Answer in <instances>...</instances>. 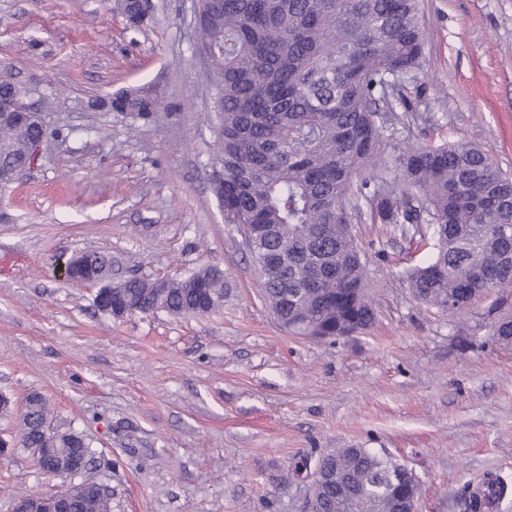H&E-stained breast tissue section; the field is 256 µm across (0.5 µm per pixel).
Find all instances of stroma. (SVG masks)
<instances>
[{"instance_id": "1", "label": "stroma", "mask_w": 512, "mask_h": 512, "mask_svg": "<svg viewBox=\"0 0 512 512\" xmlns=\"http://www.w3.org/2000/svg\"><path fill=\"white\" fill-rule=\"evenodd\" d=\"M196 0H153L130 31L114 0H0V71L24 88L47 137L23 178L0 188V512L50 492L17 443L30 394L61 431L82 433L88 477L112 512H300L303 458L369 448L419 481L417 512H464L490 474L512 482V345L494 334L489 289L462 315L417 300L408 274L431 243L389 224H356L375 321L314 341L289 334L212 192L219 119L195 50ZM426 45L408 87L432 124L391 145L483 146L512 175V0H422ZM156 97L152 120L94 107L116 92ZM96 249L112 276L172 280L224 272L217 311L116 318L92 283L52 264Z\"/></svg>"}]
</instances>
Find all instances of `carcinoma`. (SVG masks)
<instances>
[{"instance_id":"1","label":"carcinoma","mask_w":512,"mask_h":512,"mask_svg":"<svg viewBox=\"0 0 512 512\" xmlns=\"http://www.w3.org/2000/svg\"><path fill=\"white\" fill-rule=\"evenodd\" d=\"M127 26L145 19L130 0H116ZM420 0H200L198 46L209 58L213 108L219 117L211 174L226 224L257 231L251 255L263 296L278 322L300 336H334L336 328H369L362 251L352 221L392 224L401 235L434 241L430 259L409 275L414 295L442 313L463 314L490 288H512V176L477 145L406 144L387 153L396 126L427 123L407 98L405 78L420 70L424 35ZM115 112L151 118L154 99L122 92L102 102ZM0 123V167L23 168L41 130ZM393 163L401 179L378 170ZM111 261L79 254L62 278L88 282ZM224 302L221 270L201 266L176 280L131 278L99 310L112 316H204ZM495 335L512 344V314ZM50 409L34 393L25 403L19 442L52 448L62 464L90 444L80 433L50 434ZM322 478L309 485L304 512H403L417 484L380 478L384 458L368 448L318 457ZM494 498L464 496L466 512L500 501L508 484L487 479ZM70 512H112L103 481L76 486Z\"/></svg>"}]
</instances>
